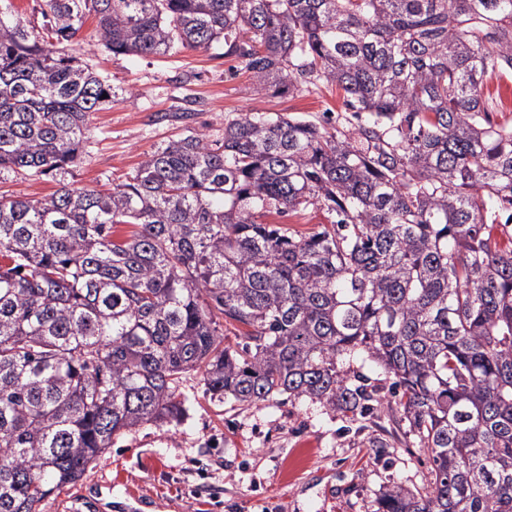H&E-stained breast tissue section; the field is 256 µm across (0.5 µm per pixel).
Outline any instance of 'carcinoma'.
<instances>
[{"label": "carcinoma", "instance_id": "1", "mask_svg": "<svg viewBox=\"0 0 512 512\" xmlns=\"http://www.w3.org/2000/svg\"><path fill=\"white\" fill-rule=\"evenodd\" d=\"M50 47L0 15V176L63 175L112 86L68 52L208 48L263 88L334 85V126L275 113L148 153L104 193L0 196V512H36L113 439L178 423L190 371L220 403L391 410L429 482L376 512H512V0H43ZM316 209L300 234L269 213ZM118 224L133 226L114 238ZM232 327L234 341L224 334ZM509 92L512 96V84L510 82H507V85L496 80H490L486 83L484 93L489 98V104L497 110V112H490L493 122L501 124L512 122V109H508L511 108L512 99L510 97L506 98L508 108L503 104V100Z\"/></svg>", "mask_w": 512, "mask_h": 512}]
</instances>
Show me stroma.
Returning a JSON list of instances; mask_svg holds the SVG:
<instances>
[{
  "mask_svg": "<svg viewBox=\"0 0 512 512\" xmlns=\"http://www.w3.org/2000/svg\"><path fill=\"white\" fill-rule=\"evenodd\" d=\"M74 55L112 86L95 113L85 152L64 180L5 176L0 194L40 200L60 183L109 189L135 175L147 153L194 131L221 140L225 120L245 112L313 119L344 109L334 88L277 93L260 88L223 42L165 55L115 54L95 19L73 38ZM180 425H145L115 437L82 480L58 489L39 512H375L380 489L426 485L432 461L407 422L365 418L305 399L232 406L205 392L202 376L181 385Z\"/></svg>",
  "mask_w": 512,
  "mask_h": 512,
  "instance_id": "obj_1",
  "label": "stroma"
}]
</instances>
